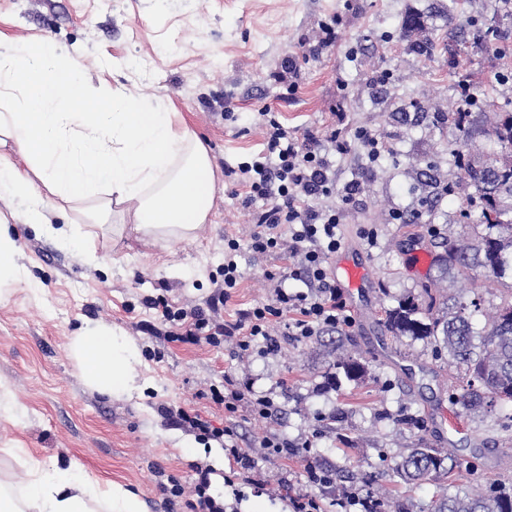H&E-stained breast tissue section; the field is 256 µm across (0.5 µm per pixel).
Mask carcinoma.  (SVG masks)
Instances as JSON below:
<instances>
[{"label":"carcinoma","instance_id":"cac0c4a2","mask_svg":"<svg viewBox=\"0 0 512 512\" xmlns=\"http://www.w3.org/2000/svg\"><path fill=\"white\" fill-rule=\"evenodd\" d=\"M465 139L487 137L494 145L489 153L463 164L468 184L478 193L480 213L466 238L448 235L435 255L438 276L417 294L398 300L384 310V327L398 337L409 336L435 344L464 370V382L452 394V405L465 412L490 411L499 401H512V113L506 112L483 130L474 125L472 113L448 116ZM483 270L492 282L506 290L501 302L482 312L481 297L473 289L474 272ZM452 277L457 294L442 298L437 283ZM354 382L365 378L361 359L349 356L338 363ZM456 469L452 454L438 448H414L396 465L406 483L444 479ZM432 512H512V488L493 487L473 493L465 487L435 501Z\"/></svg>","mask_w":512,"mask_h":512}]
</instances>
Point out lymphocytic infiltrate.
<instances>
[{
	"instance_id": "lymphocytic-infiltrate-1",
	"label": "lymphocytic infiltrate",
	"mask_w": 512,
	"mask_h": 512,
	"mask_svg": "<svg viewBox=\"0 0 512 512\" xmlns=\"http://www.w3.org/2000/svg\"><path fill=\"white\" fill-rule=\"evenodd\" d=\"M264 129V158L238 167L241 182L250 188L243 201L251 209L249 246L260 255L287 258L288 270L274 278L273 295L268 302L239 311L236 320H225L224 306L242 279L236 260L240 243L234 238L226 240L223 284L208 298L205 308L186 310L173 307L162 298L149 300V308L160 310L164 322L169 323L170 339L212 347L232 340L244 352L259 346L271 352L277 349L279 336L299 341L352 323L328 269L331 257L341 247L343 208L353 202L359 191L352 181L337 187L327 157L331 150L346 151L345 136L334 128L301 139L271 114L264 120ZM290 280L301 282L302 290L289 291L286 283ZM209 393L227 414H236L245 405L255 420L265 422L272 417V399L255 395L248 385L232 377H225L222 385L210 386ZM175 415L201 435L225 439V449L238 466L237 478L261 484L251 452L238 446L232 429L214 428L198 413L182 407L176 409ZM196 473L198 478L192 489H185L175 480L170 494L183 499L189 512H225L223 501L210 493L211 468L200 466Z\"/></svg>"
}]
</instances>
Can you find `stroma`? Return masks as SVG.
I'll use <instances>...</instances> for the list:
<instances>
[{"label": "stroma", "mask_w": 512, "mask_h": 512, "mask_svg": "<svg viewBox=\"0 0 512 512\" xmlns=\"http://www.w3.org/2000/svg\"><path fill=\"white\" fill-rule=\"evenodd\" d=\"M0 0V30L20 39L49 37L78 58L107 87L128 88L172 101L208 148L221 189L214 216L196 240L166 246L124 231L100 232L98 266L24 224L22 202L0 200L14 212L22 263L37 288L19 283L0 302V480L22 474L30 460L67 468L79 463L94 481L134 491L141 512H187L167 506L160 487L167 478L191 485L195 468L210 466L211 491L228 512H291L280 495L289 479L292 495L313 494L324 512H336L333 491L313 486L309 464L349 471L337 488L369 495L379 485L408 512H430L446 495L443 482L404 483L396 464L425 444L451 451L465 484L485 491L512 486V402L489 413L459 416L460 433L446 439L442 411L451 410V383L459 370L432 345L395 338L378 324L383 309L419 292L433 268L409 264L415 250H432L440 237L469 233L478 205L455 154L488 152L483 137L463 142L459 132L435 121L458 107V85L470 81L477 96H490L498 112L512 113V16L503 0ZM426 15L425 30L403 36L405 15ZM336 21L335 48L318 47L321 26ZM465 31L457 61H450V30ZM430 39L429 53L413 42ZM296 91L283 76L288 61ZM298 137L336 127L351 139L347 154L331 158L337 186L357 181L360 193L341 218V248L363 256L371 286L347 296L353 323L311 339L280 337L272 353L239 355L234 342L221 347L161 337L164 329L147 298L179 307L204 306L223 281L224 241L245 239L248 189L233 171L263 151L262 111ZM380 134L391 155L372 164L355 140L357 130ZM432 167L436 187L420 172ZM376 229L375 247L361 232ZM243 279L224 315L268 301L266 272L278 260L243 249ZM87 322L122 329L138 346L140 390L121 397L83 380L69 345ZM363 357L362 382L326 388L344 353ZM274 398L268 427L300 441L304 457L257 454L263 486L224 483L237 465L219 440L200 438L171 416L182 406L198 410L213 427H233L240 447H253L263 423L247 409L225 414L206 393L225 375ZM376 485H368L367 476Z\"/></svg>", "instance_id": "35a3bbf8"}]
</instances>
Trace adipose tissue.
I'll list each match as a JSON object with an SVG mask.
<instances>
[{
    "label": "adipose tissue",
    "mask_w": 512,
    "mask_h": 512,
    "mask_svg": "<svg viewBox=\"0 0 512 512\" xmlns=\"http://www.w3.org/2000/svg\"><path fill=\"white\" fill-rule=\"evenodd\" d=\"M107 96L99 101L87 68L55 41L0 33V196L23 200L26 224L93 266L94 230L111 218L155 244L191 240L210 222L217 189L209 152L181 113L132 91ZM64 211L71 223H51ZM18 254L0 213V298L29 279ZM70 351L97 390L139 389V349L121 330L84 326ZM21 487L0 483V512H139L126 486L103 491L72 469L30 463Z\"/></svg>",
    "instance_id": "ef3b65f1"
}]
</instances>
